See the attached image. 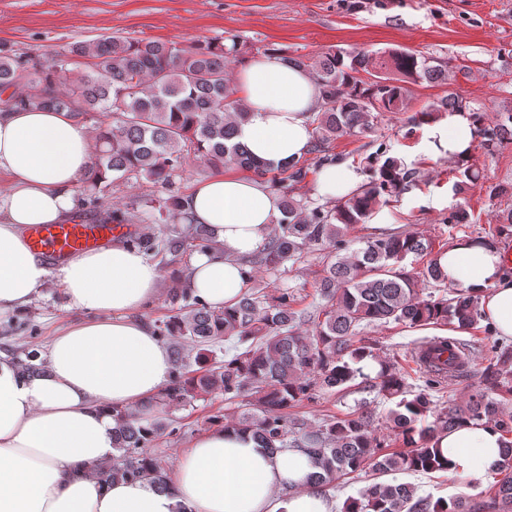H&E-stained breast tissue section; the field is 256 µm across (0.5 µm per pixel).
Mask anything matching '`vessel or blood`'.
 Here are the masks:
<instances>
[{
	"mask_svg": "<svg viewBox=\"0 0 512 512\" xmlns=\"http://www.w3.org/2000/svg\"><path fill=\"white\" fill-rule=\"evenodd\" d=\"M29 247L48 263L67 261L83 252L111 244L122 236L119 224H97L86 220L66 224H39L24 230Z\"/></svg>",
	"mask_w": 512,
	"mask_h": 512,
	"instance_id": "vessel-or-blood-1",
	"label": "vessel or blood"
}]
</instances>
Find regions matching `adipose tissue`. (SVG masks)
Here are the masks:
<instances>
[{
	"instance_id": "adipose-tissue-1",
	"label": "adipose tissue",
	"mask_w": 512,
	"mask_h": 512,
	"mask_svg": "<svg viewBox=\"0 0 512 512\" xmlns=\"http://www.w3.org/2000/svg\"><path fill=\"white\" fill-rule=\"evenodd\" d=\"M248 114L240 141L257 159L283 165L306 157L310 117L321 97L312 75L268 52L234 74ZM430 134L449 160L470 155L469 112L449 115ZM94 133L66 112L0 107V313L24 309L59 286L69 309L86 318L62 329L43 354L42 373L25 375L0 352V512H333L306 485L312 467L297 448L269 451L236 429L213 426L182 454L166 491L145 479L100 481L95 467L115 453L113 409L139 410L172 372L168 347L140 312L160 291L157 263L122 241L49 269L23 227L75 220L76 186L90 170ZM364 175L346 163L324 165L318 193L356 191ZM280 199L266 183L235 169L198 182L181 199L196 224L212 229L216 248L196 256L186 284L212 308L234 305L247 286L242 256L268 243ZM497 243L462 238L437 262L453 288L481 297L486 320L512 340V276ZM451 470L479 476L501 460L490 424L463 423L438 443Z\"/></svg>"
}]
</instances>
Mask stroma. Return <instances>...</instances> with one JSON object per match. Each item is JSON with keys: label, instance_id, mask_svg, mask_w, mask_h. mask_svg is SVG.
Wrapping results in <instances>:
<instances>
[{"label": "stroma", "instance_id": "stroma-1", "mask_svg": "<svg viewBox=\"0 0 512 512\" xmlns=\"http://www.w3.org/2000/svg\"><path fill=\"white\" fill-rule=\"evenodd\" d=\"M230 34L240 40L233 60L237 66L271 49L306 58L331 50L407 49L448 63L447 81L406 82L404 111L385 116L363 136H345L333 143L334 153L354 166L383 143L419 171L413 188L377 208L366 223L351 230V238L410 231L431 240L434 252L440 253L454 240L490 236L493 209L512 207V197L491 201L477 187L455 193L453 162L431 149L427 123L410 121L414 113L451 93L492 120L512 113V0H0V43L42 60L70 43L108 35L187 44ZM457 204L466 206L472 221L451 228L442 218ZM323 268V254L316 251L285 273L265 274L260 281L270 289L294 288L301 309L317 300ZM81 318V313L67 308L61 289H46L18 313L15 325L0 323V351L44 349L55 333ZM438 331L435 325L412 329L391 323L364 328L360 337L373 344L380 359L395 363L409 386L418 388L424 380L411 351L421 338ZM463 339L471 349V364L467 373L445 378L433 391L438 408L462 401L478 385L492 356L483 328L471 330ZM360 406L372 413L385 452L402 450L401 441L387 427L390 405L376 392L351 388L319 393L295 413L316 421L344 416ZM248 410L244 401L228 402L220 395L168 408L165 418L180 433L160 437L152 451L168 468H175L193 439L206 431L211 414L223 411L238 417ZM390 479L416 486L421 496L462 495L473 501L485 499L495 481L490 471L477 479L460 473L397 471Z\"/></svg>", "mask_w": 512, "mask_h": 512}]
</instances>
